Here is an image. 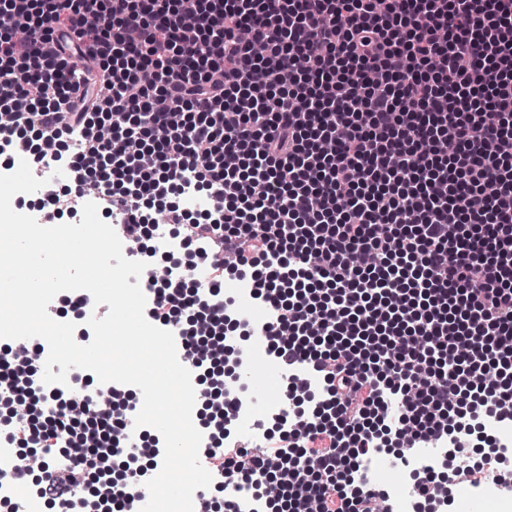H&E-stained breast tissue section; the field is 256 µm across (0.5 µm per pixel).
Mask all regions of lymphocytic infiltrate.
<instances>
[{
  "label": "lymphocytic infiltrate",
  "mask_w": 512,
  "mask_h": 512,
  "mask_svg": "<svg viewBox=\"0 0 512 512\" xmlns=\"http://www.w3.org/2000/svg\"><path fill=\"white\" fill-rule=\"evenodd\" d=\"M69 39L101 79L78 101ZM18 155L76 176L43 187L38 223L95 202L146 262L145 317L183 346L206 418L248 390L224 382L232 321L264 336L286 400L327 392L260 445L201 449L213 487L254 477L282 512H383L390 495L350 479L390 436L436 449L412 490L443 506L445 448L465 453L479 416L512 421V0H0V169ZM168 238L211 278L152 264L147 241ZM245 268L258 327L218 285ZM47 356L0 348L16 399L0 430L71 434L47 480L71 512L100 448L154 464L164 447L131 428L140 399L119 384L76 376L38 413Z\"/></svg>",
  "instance_id": "f902f5d3"
}]
</instances>
